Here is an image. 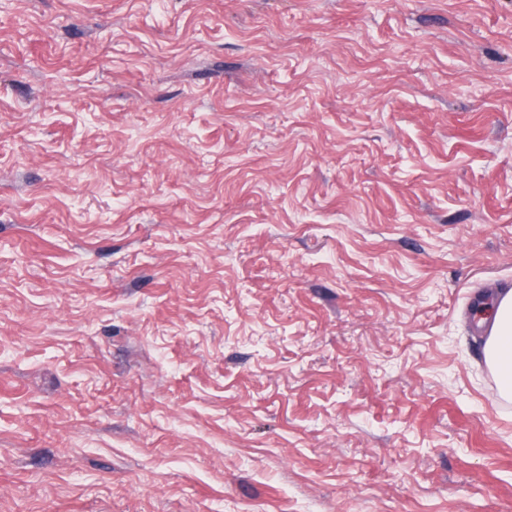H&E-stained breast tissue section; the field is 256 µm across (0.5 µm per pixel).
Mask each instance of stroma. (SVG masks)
I'll use <instances>...</instances> for the list:
<instances>
[{"instance_id":"35a3bbf8","label":"stroma","mask_w":512,"mask_h":512,"mask_svg":"<svg viewBox=\"0 0 512 512\" xmlns=\"http://www.w3.org/2000/svg\"><path fill=\"white\" fill-rule=\"evenodd\" d=\"M512 0H0V512H512ZM490 317L493 325L484 360L496 374L502 396L512 398V289L495 304Z\"/></svg>"}]
</instances>
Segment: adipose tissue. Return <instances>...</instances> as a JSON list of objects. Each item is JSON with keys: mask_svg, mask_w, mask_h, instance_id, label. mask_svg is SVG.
Returning a JSON list of instances; mask_svg holds the SVG:
<instances>
[{"mask_svg": "<svg viewBox=\"0 0 512 512\" xmlns=\"http://www.w3.org/2000/svg\"><path fill=\"white\" fill-rule=\"evenodd\" d=\"M491 336L483 356L494 371L502 396L512 398V290L496 303L491 314Z\"/></svg>", "mask_w": 512, "mask_h": 512, "instance_id": "adipose-tissue-1", "label": "adipose tissue"}]
</instances>
